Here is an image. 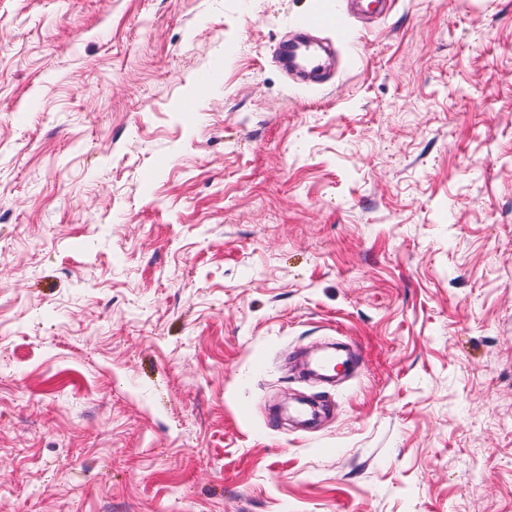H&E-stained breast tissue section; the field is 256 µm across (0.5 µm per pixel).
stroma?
I'll use <instances>...</instances> for the list:
<instances>
[{
    "mask_svg": "<svg viewBox=\"0 0 512 512\" xmlns=\"http://www.w3.org/2000/svg\"><path fill=\"white\" fill-rule=\"evenodd\" d=\"M345 4L0 0V512H512V0ZM345 22V17L342 14H336V16L308 15L297 19L294 28L305 33L330 28L338 30L344 26ZM312 43L309 40L301 39L298 41L280 40L274 49V59L279 63L283 69L288 72V69H295L302 71L308 75H313L314 78L317 73L322 69L323 64L318 55L308 54L305 57L302 69H296L292 65V60L296 56L297 51L301 47L308 49Z\"/></svg>",
    "mask_w": 512,
    "mask_h": 512,
    "instance_id": "35a3bbf8",
    "label": "stroma"
}]
</instances>
